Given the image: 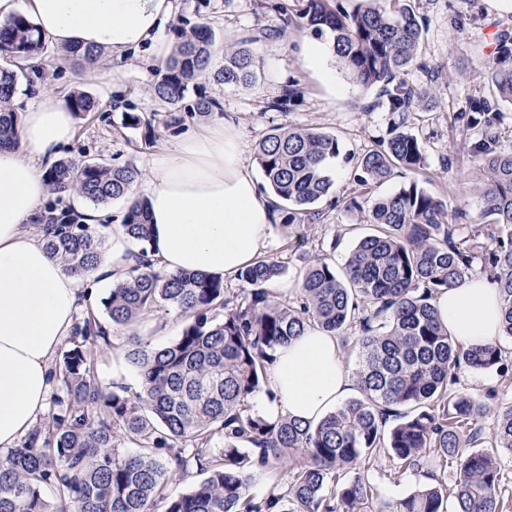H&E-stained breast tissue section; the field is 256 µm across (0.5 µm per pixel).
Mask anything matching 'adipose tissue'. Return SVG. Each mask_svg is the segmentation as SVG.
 <instances>
[{
	"mask_svg": "<svg viewBox=\"0 0 512 512\" xmlns=\"http://www.w3.org/2000/svg\"><path fill=\"white\" fill-rule=\"evenodd\" d=\"M30 20L52 45L123 55L152 40L175 17V0H0V24ZM66 95L47 93L21 116L20 147L0 149V447L10 448L34 429L52 384L51 360L74 326L78 309L93 306L51 255L42 234L24 231L50 194L45 168L75 136ZM148 202L152 246L166 271L224 278L253 264L277 222L271 198L241 158L231 122L210 120L157 153L133 187ZM440 322L463 346L496 344L503 299L497 283L473 277L438 293ZM272 397L264 414L317 424L357 390L343 366L336 336L308 328L276 353Z\"/></svg>",
	"mask_w": 512,
	"mask_h": 512,
	"instance_id": "ef3b65f1",
	"label": "adipose tissue"
}]
</instances>
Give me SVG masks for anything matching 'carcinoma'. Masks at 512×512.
Listing matches in <instances>:
<instances>
[{
    "instance_id": "obj_1",
    "label": "carcinoma",
    "mask_w": 512,
    "mask_h": 512,
    "mask_svg": "<svg viewBox=\"0 0 512 512\" xmlns=\"http://www.w3.org/2000/svg\"><path fill=\"white\" fill-rule=\"evenodd\" d=\"M264 4L281 17L275 30L327 35L338 63L353 83L376 88L388 111L398 116L389 137L358 157H346L356 195L349 208L364 214L372 232L349 253L342 271L322 249L306 253L296 274L298 293L281 299L267 285L281 277L284 262L263 256L234 277L166 273L150 257L148 205L130 191L141 171L133 164L102 159L79 165L59 160L47 173L57 200L70 192L105 204L124 200L123 227L138 243L136 267L102 300L114 326L131 328L162 308L185 319L181 333L158 348L147 336L131 334L122 346L138 374L137 387L103 383L92 351L108 342L93 311L82 314L59 361L63 393L53 400L47 422L23 444L0 456V512H376L368 478L386 449L413 471L436 463L431 482L396 504L395 512H506L508 490L492 449L512 453V405L490 413L481 399L457 389L461 369H496L508 377L502 344L460 345L436 317L432 299L474 275L499 285L502 335L512 340V148L494 131V106L512 104V32L499 33L493 61L479 73V93L460 114L475 137L467 151L478 162L475 189L479 222L459 234L457 215L444 200L413 180L392 194L369 190L395 170L424 167L418 137L405 129L406 114L426 99L403 79L421 53L423 25L412 0H296ZM248 35L224 53V66L211 71L216 33L208 25L174 29L172 54L152 85L155 97L175 107L203 79L226 88H252L259 60ZM48 44L23 18L0 26V56L42 58ZM66 56L82 67L101 58L73 47ZM20 74L0 69V147L18 143L19 115L11 107ZM302 91L294 83L271 102L282 108ZM75 114L95 110L87 94H71ZM341 154L335 135L278 126L261 140L257 163L264 190L282 202V227H301L308 206L333 187L330 165ZM49 252L78 282L94 273L105 256L104 232L69 216L43 227ZM359 323L354 376L361 394L307 426L256 412L252 399L268 386V366L278 348L318 327L343 336ZM492 433L483 438L488 419ZM135 451L124 449V444ZM281 473L264 497L251 494L254 472ZM455 473L448 488V470ZM203 479L177 496L166 493L172 474Z\"/></svg>"
}]
</instances>
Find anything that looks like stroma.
Instances as JSON below:
<instances>
[{
	"label": "stroma",
	"instance_id": "stroma-1",
	"mask_svg": "<svg viewBox=\"0 0 512 512\" xmlns=\"http://www.w3.org/2000/svg\"><path fill=\"white\" fill-rule=\"evenodd\" d=\"M265 0H176V22L190 27L208 23L223 31L226 45L248 35L255 26L277 28L280 18L266 10ZM413 7L425 27L421 52L422 65L410 68L406 80L418 92H432L426 109L409 113L406 126L421 138L425 169L415 176L400 171L375 188V195L397 191L411 180H418L430 194L444 199L449 211L465 210L469 220H477L479 204L473 194L477 164L465 150L471 133L457 115L465 111L477 88L476 76L494 57L501 30L512 29V9L501 8L499 0H414ZM306 36L294 33L253 43L252 50L261 62L259 83L254 88L221 90L211 81H203L206 94L219 97L225 116L236 123L238 138L248 167H256L259 142L277 125L313 128L337 136L342 152L355 156L374 148L387 138L393 121L377 90H365L354 84L340 68L329 41L321 43V70L310 68L300 52ZM46 76L34 85L19 83L12 101L16 112L45 93L69 94L82 91L93 97L98 107L87 118L76 121L74 140L63 146L59 156L77 163L104 159L111 164L131 163L148 170L152 156L169 148L178 132L201 128L206 120L194 115L196 93L180 103L182 122L178 131L162 124L166 108L151 90L159 59L152 43L141 45L127 56H104L90 70L64 59L60 48L49 47ZM298 82L302 94L298 102L280 110L272 108L289 82ZM138 113L142 122L126 127L122 113ZM334 186L326 198L318 201L320 219L310 221L304 233L309 239L327 243L328 258L343 268L356 242L370 231L358 211L347 207L352 192L348 170L337 163ZM288 231L274 226L267 254L283 258L288 271L273 281L271 290L280 296L296 292L295 273L302 264L298 253L287 248ZM127 336L125 329H113L110 347L98 350L97 370L106 383L136 386L137 375L124 359L120 348ZM462 392L485 399L491 410L512 405V384L503 382L495 371H461ZM433 464L413 472L399 460L380 454L371 480L376 489L379 512H391L393 506L418 484L427 482Z\"/></svg>",
	"mask_w": 512,
	"mask_h": 512
}]
</instances>
